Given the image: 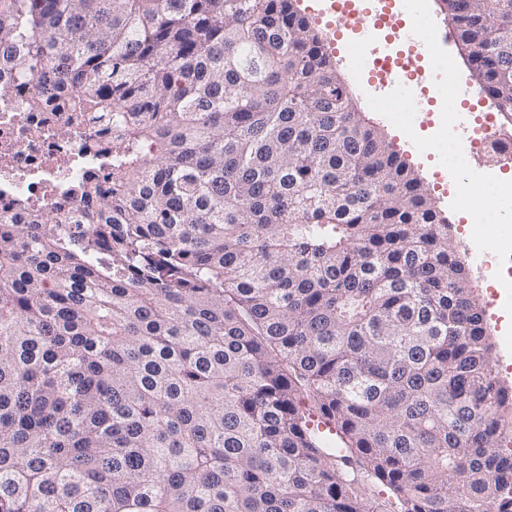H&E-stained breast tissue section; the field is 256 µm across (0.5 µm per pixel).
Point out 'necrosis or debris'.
Wrapping results in <instances>:
<instances>
[{"label": "necrosis or debris", "mask_w": 512, "mask_h": 512, "mask_svg": "<svg viewBox=\"0 0 512 512\" xmlns=\"http://www.w3.org/2000/svg\"><path fill=\"white\" fill-rule=\"evenodd\" d=\"M37 95L31 80L0 98V216L15 213L23 199L67 221L83 208L67 185L84 180L91 170L100 184L108 182L104 161L112 152V125L73 111L74 91L48 97L43 109L34 111L29 102ZM448 146L463 169L477 156L512 154V140L503 139L492 122L467 140H449Z\"/></svg>", "instance_id": "necrosis-or-debris-1"}]
</instances>
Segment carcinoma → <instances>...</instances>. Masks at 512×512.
Returning a JSON list of instances; mask_svg holds the SVG:
<instances>
[{"label": "carcinoma", "mask_w": 512, "mask_h": 512, "mask_svg": "<svg viewBox=\"0 0 512 512\" xmlns=\"http://www.w3.org/2000/svg\"><path fill=\"white\" fill-rule=\"evenodd\" d=\"M294 2L0 0V68L112 114L113 181L83 232L0 222V512H512L448 223ZM443 2L512 112V0Z\"/></svg>", "instance_id": "carcinoma-1"}]
</instances>
